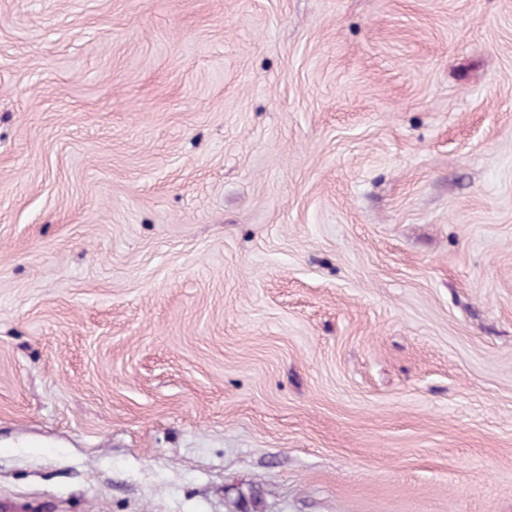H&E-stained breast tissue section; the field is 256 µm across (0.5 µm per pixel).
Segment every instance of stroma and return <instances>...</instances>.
Wrapping results in <instances>:
<instances>
[{"label": "stroma", "mask_w": 512, "mask_h": 512, "mask_svg": "<svg viewBox=\"0 0 512 512\" xmlns=\"http://www.w3.org/2000/svg\"><path fill=\"white\" fill-rule=\"evenodd\" d=\"M512 512V0H0V496Z\"/></svg>", "instance_id": "stroma-1"}]
</instances>
